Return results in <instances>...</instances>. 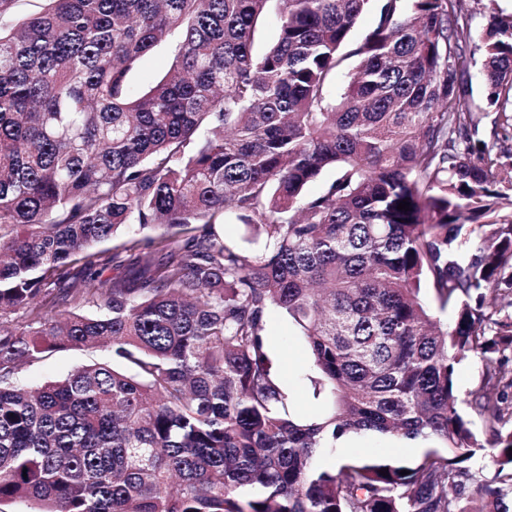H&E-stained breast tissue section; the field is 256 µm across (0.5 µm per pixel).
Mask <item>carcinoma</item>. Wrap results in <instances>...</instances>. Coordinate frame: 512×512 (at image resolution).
Returning <instances> with one entry per match:
<instances>
[{"label":"carcinoma","mask_w":512,"mask_h":512,"mask_svg":"<svg viewBox=\"0 0 512 512\" xmlns=\"http://www.w3.org/2000/svg\"><path fill=\"white\" fill-rule=\"evenodd\" d=\"M50 2L0 29V505L512 512V315L486 303L512 298V151L482 138L469 84L480 50L511 131L512 17L473 46L465 0H377L333 99L370 0ZM172 36L166 75L136 89ZM274 309L308 346L324 409L307 420L266 351ZM88 347L112 364L15 382ZM472 356L488 443L458 407ZM487 449L494 470L473 468ZM375 3L376 2H370L367 9L357 19L351 31L349 44L345 47L344 52H349L354 49L364 35L373 28L377 14ZM482 381V364L478 358L463 362L457 370V385L460 398L469 400V393L479 388Z\"/></svg>","instance_id":"cac0c4a2"}]
</instances>
